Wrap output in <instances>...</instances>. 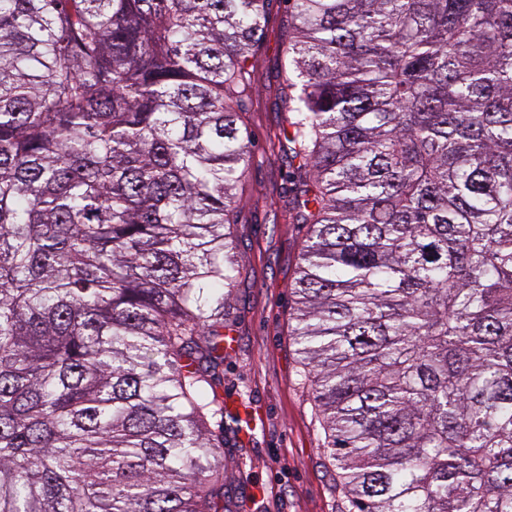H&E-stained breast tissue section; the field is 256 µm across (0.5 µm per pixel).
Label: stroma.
<instances>
[{
	"mask_svg": "<svg viewBox=\"0 0 512 512\" xmlns=\"http://www.w3.org/2000/svg\"><path fill=\"white\" fill-rule=\"evenodd\" d=\"M284 0H270L251 88L239 107L252 142L251 161L235 190L229 231L240 275L226 301L225 404L243 401L262 416L252 438L224 435V497L232 512H341L332 459L323 453L320 416L290 337L291 288L305 240L292 223L287 112L278 65L286 42Z\"/></svg>",
	"mask_w": 512,
	"mask_h": 512,
	"instance_id": "35a3bbf8",
	"label": "stroma"
}]
</instances>
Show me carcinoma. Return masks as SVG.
Segmentation results:
<instances>
[{
	"mask_svg": "<svg viewBox=\"0 0 512 512\" xmlns=\"http://www.w3.org/2000/svg\"><path fill=\"white\" fill-rule=\"evenodd\" d=\"M267 0H0V512H223ZM293 336L342 512H512V0H284Z\"/></svg>",
	"mask_w": 512,
	"mask_h": 512,
	"instance_id": "carcinoma-1",
	"label": "carcinoma"
}]
</instances>
